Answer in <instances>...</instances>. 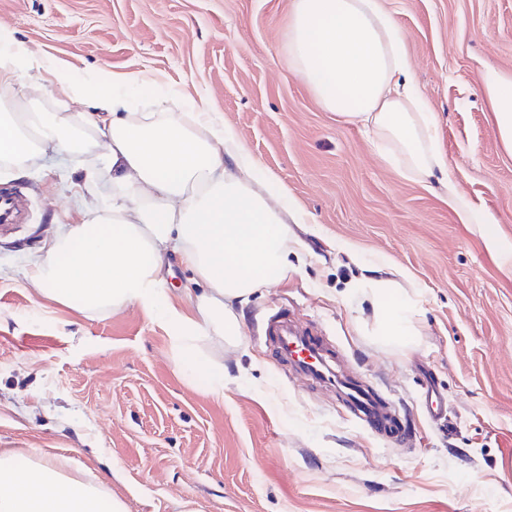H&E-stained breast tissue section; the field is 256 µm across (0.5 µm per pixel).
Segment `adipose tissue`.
<instances>
[{"label": "adipose tissue", "mask_w": 512, "mask_h": 512, "mask_svg": "<svg viewBox=\"0 0 512 512\" xmlns=\"http://www.w3.org/2000/svg\"><path fill=\"white\" fill-rule=\"evenodd\" d=\"M285 48L293 74L320 106L356 124L379 154L410 180L437 183L462 220L471 204L448 176L436 122L416 92L403 32L386 0H292ZM49 84L55 112H12L20 77ZM483 87L497 136L512 152V75L486 69ZM128 80L101 69L82 76L51 61L0 26V174H27L35 154H64L78 130L94 133L99 166L82 176L93 191L101 172L112 182L111 206L66 225L33 266L44 296L80 312L152 310L165 256L191 272L186 307L169 306L164 324L177 364L194 360L193 342L213 336L229 346L242 336L244 309L258 289L288 280L293 210L272 205L257 167L229 127L204 110L137 112ZM88 110L80 123L69 101ZM364 298L376 335L409 346L417 334L413 309L396 280L371 281ZM101 481L70 475L62 463L23 473L0 451V512H102Z\"/></svg>", "instance_id": "obj_1"}]
</instances>
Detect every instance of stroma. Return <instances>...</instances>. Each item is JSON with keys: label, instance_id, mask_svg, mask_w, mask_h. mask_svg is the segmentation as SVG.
<instances>
[{"label": "stroma", "instance_id": "1", "mask_svg": "<svg viewBox=\"0 0 512 512\" xmlns=\"http://www.w3.org/2000/svg\"><path fill=\"white\" fill-rule=\"evenodd\" d=\"M289 9L0 0V24L49 59L146 80L135 111L206 103L302 218L299 271L251 299L241 345L196 340L199 362L182 369L161 320L189 285L177 256L152 312L81 313L31 284L79 221L81 171L98 152L34 157L7 184L26 217L0 232V449L22 470L66 462L126 512H512V154L481 76L512 73V0H389L448 175L488 224L462 223L435 185L404 178L320 107L288 66ZM395 270L419 330L408 349L373 335L363 297ZM272 308L313 330L335 374L389 399L407 437L363 427L333 386L283 364Z\"/></svg>", "mask_w": 512, "mask_h": 512}]
</instances>
